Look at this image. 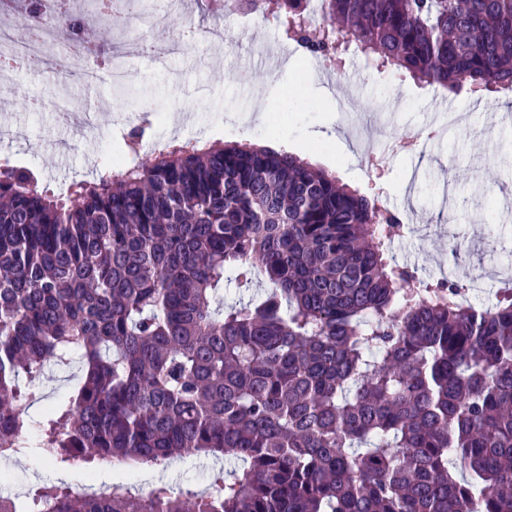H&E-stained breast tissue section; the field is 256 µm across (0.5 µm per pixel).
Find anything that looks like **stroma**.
I'll use <instances>...</instances> for the list:
<instances>
[{"instance_id": "35a3bbf8", "label": "stroma", "mask_w": 512, "mask_h": 512, "mask_svg": "<svg viewBox=\"0 0 512 512\" xmlns=\"http://www.w3.org/2000/svg\"><path fill=\"white\" fill-rule=\"evenodd\" d=\"M167 21L164 27H117L108 36L101 24L90 28L94 41L109 37L125 43L129 59L121 84H90L81 75L70 79L68 95L94 115L83 133H73L57 120L54 80L42 64L32 63L12 82L0 83V131L14 126L28 131L23 140L0 138V161L31 169L54 192L94 181L107 169L104 152L119 158L127 149L130 127L121 121L120 109L108 105L126 88L142 131L143 148L134 156L135 164L148 163L164 145L196 141L255 143L295 153L340 184L410 219L413 234L392 245L398 263L416 268L427 281L450 270L480 277L482 294L471 297V304L484 308L496 303L503 286L499 271L512 261V128L495 125L488 112L474 105L482 97L504 106L512 101V92L436 90L377 71L358 52L340 63L304 60L273 21L261 18L241 30L232 19H217L210 0H199L189 10L172 0ZM172 30L191 42V49L162 63L138 55V43L163 44ZM273 50L282 61L270 70L262 60ZM285 92L295 99L287 121H265V114L282 108ZM451 110L464 114L465 122L449 125L446 114ZM369 114L379 116L401 141L429 127L436 134L414 153L378 152L376 164L370 165L347 132L349 119ZM452 240L459 243L454 255L448 250ZM77 376L76 367L48 366L32 416L62 402ZM218 465L230 472L239 462L231 456L218 462L190 454L154 468L109 466L97 471L95 489L108 494L119 483L134 480L150 486L162 479L186 493L212 492ZM2 469L7 475L0 492L9 495L43 482L82 485L87 480L80 470L32 454L0 460Z\"/></svg>"}]
</instances>
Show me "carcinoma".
I'll return each instance as SVG.
<instances>
[{"mask_svg": "<svg viewBox=\"0 0 512 512\" xmlns=\"http://www.w3.org/2000/svg\"><path fill=\"white\" fill-rule=\"evenodd\" d=\"M303 57L512 90V0H245ZM401 217L287 151L185 145L65 194L0 165V450L233 456L216 494L43 483L0 512H512V289L390 256ZM258 297L224 303L226 283ZM68 400L29 414L49 364ZM37 429L34 442L24 436Z\"/></svg>", "mask_w": 512, "mask_h": 512, "instance_id": "obj_1", "label": "carcinoma"}]
</instances>
